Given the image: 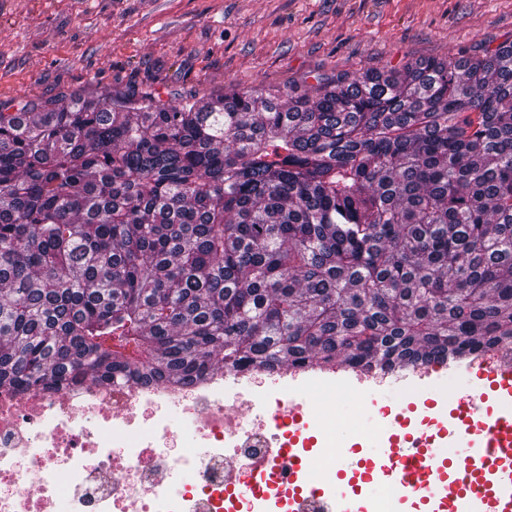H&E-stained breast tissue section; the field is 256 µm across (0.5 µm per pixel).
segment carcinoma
I'll return each instance as SVG.
<instances>
[{"label":"carcinoma","instance_id":"1","mask_svg":"<svg viewBox=\"0 0 512 512\" xmlns=\"http://www.w3.org/2000/svg\"><path fill=\"white\" fill-rule=\"evenodd\" d=\"M512 344V41L208 105L0 112V390Z\"/></svg>","mask_w":512,"mask_h":512}]
</instances>
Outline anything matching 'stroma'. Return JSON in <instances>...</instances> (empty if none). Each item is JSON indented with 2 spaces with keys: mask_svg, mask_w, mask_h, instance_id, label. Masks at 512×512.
<instances>
[{
  "mask_svg": "<svg viewBox=\"0 0 512 512\" xmlns=\"http://www.w3.org/2000/svg\"><path fill=\"white\" fill-rule=\"evenodd\" d=\"M512 41V0H0V112L207 102Z\"/></svg>",
  "mask_w": 512,
  "mask_h": 512,
  "instance_id": "1",
  "label": "stroma"
}]
</instances>
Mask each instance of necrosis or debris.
<instances>
[{"label":"necrosis or debris","instance_id":"obj_1","mask_svg":"<svg viewBox=\"0 0 512 512\" xmlns=\"http://www.w3.org/2000/svg\"><path fill=\"white\" fill-rule=\"evenodd\" d=\"M458 378L427 370L398 386L366 368L347 376L279 368L178 387L0 391V512H260L269 502L329 512L314 489L289 500L309 476L324 485L336 473L325 462L336 446L335 412L316 409L313 394L354 385L376 395L378 414L356 433L363 442L447 414ZM302 448L315 468L292 485L285 457Z\"/></svg>","mask_w":512,"mask_h":512}]
</instances>
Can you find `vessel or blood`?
Returning a JSON list of instances; mask_svg holds the SVG:
<instances>
[{
    "label": "vessel or blood",
    "instance_id": "vessel-or-blood-1",
    "mask_svg": "<svg viewBox=\"0 0 512 512\" xmlns=\"http://www.w3.org/2000/svg\"><path fill=\"white\" fill-rule=\"evenodd\" d=\"M492 441L463 432L433 449L431 454L405 450L402 470L424 474L422 497L432 512H512V407L492 418ZM366 455L336 451V475L324 493L331 512H371L382 474L374 462L386 450L368 441Z\"/></svg>",
    "mask_w": 512,
    "mask_h": 512
}]
</instances>
